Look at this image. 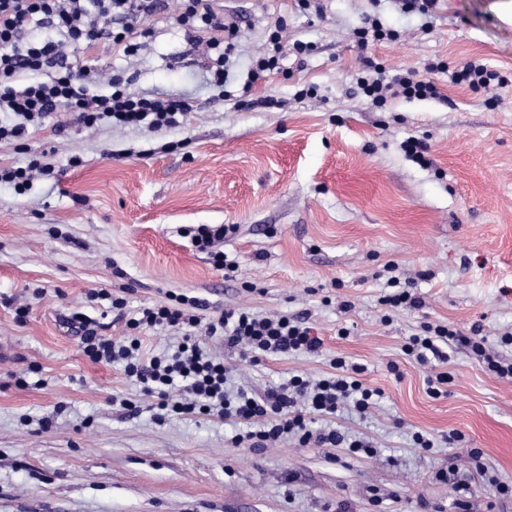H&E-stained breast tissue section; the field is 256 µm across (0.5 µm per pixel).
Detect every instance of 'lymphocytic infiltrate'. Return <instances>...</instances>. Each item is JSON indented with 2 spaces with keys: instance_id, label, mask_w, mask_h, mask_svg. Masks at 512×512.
<instances>
[{
  "instance_id": "lymphocytic-infiltrate-1",
  "label": "lymphocytic infiltrate",
  "mask_w": 512,
  "mask_h": 512,
  "mask_svg": "<svg viewBox=\"0 0 512 512\" xmlns=\"http://www.w3.org/2000/svg\"><path fill=\"white\" fill-rule=\"evenodd\" d=\"M164 8L163 0H0V111L14 116L13 123L0 124V141L23 139L29 127L39 126L62 105L70 108L77 123L87 127L104 120L121 127L151 129L183 123L194 109L191 102L133 92L128 81L117 75L109 80V94H92V87L101 81L99 70L74 67L64 51L68 44L87 50L104 41L125 56L136 55L150 34L149 19ZM177 22L189 41L206 44L213 51L210 72L215 85L223 86L229 77L227 64L238 38V25L225 21L209 0H181ZM35 25L49 29V36L29 39L28 31ZM282 32L281 21H274L269 48L255 60L245 91L266 85L278 71L288 48ZM396 38V31L375 21L358 31L357 45L364 57L356 84L364 97L378 106L385 105L391 90L410 99L439 97L433 81L412 71L385 79L381 65L368 57L369 47ZM29 74L34 75V82H26ZM228 231L224 224H202L191 241L216 267L234 273L239 265L222 249ZM88 298L109 301L129 334L115 341L100 334L95 320L80 318L82 353L94 362H123L125 373L141 384L145 395L155 398L158 419L199 413L247 424L250 432L237 435L236 440L253 448L292 437L302 445L313 441L344 444L355 453H374L369 440L346 439L335 428L316 435L308 427L311 416H332L348 406L363 414L374 405L381 391L363 383L362 366L338 357L331 362V372L321 379L294 375L256 398L244 391L229 393L223 360L204 352L195 339V331L202 325L209 336L242 347L251 358L316 353L323 341L313 334L305 315L260 316L238 308L224 310L205 324L199 313L208 304L197 297L172 293L167 302L134 311L129 310L126 298L104 290L89 293ZM155 329L177 330L182 340L174 353L142 358L138 334ZM452 348L468 351L496 377L512 380V361L487 347L476 325L464 331L444 323L423 324L419 333L407 338L402 350L409 359L423 364L432 359L447 361Z\"/></svg>"
}]
</instances>
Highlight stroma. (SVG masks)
Returning a JSON list of instances; mask_svg holds the SVG:
<instances>
[{
	"label": "stroma",
	"instance_id": "obj_1",
	"mask_svg": "<svg viewBox=\"0 0 512 512\" xmlns=\"http://www.w3.org/2000/svg\"><path fill=\"white\" fill-rule=\"evenodd\" d=\"M510 4L438 0L429 23L393 0H317L307 10L295 0H214L241 26L222 89L175 22L178 0L151 21L138 56L107 43L72 52L76 65L198 110L180 127L149 131L88 129L63 107L29 130L25 149L0 143L2 166L34 153L54 169L22 195L0 183V512H454L456 492L440 474L472 448L487 473L460 467L468 512H512V498L494 487L512 484V381L464 350H450L444 365L402 351L425 322L477 324L492 344L512 332ZM280 16L285 43L315 49L285 53L281 72L259 88L279 107L240 105L252 59ZM370 16L399 34L371 50L386 74L415 71L441 98L396 96L378 108L358 92L356 33ZM435 59L482 60L509 85L489 105L485 93L428 70ZM311 85L315 96L299 97ZM411 136L428 143L431 166L405 154ZM202 224L230 226L234 279L192 247ZM391 264L413 283L419 308L380 305ZM101 288L125 293L132 310L174 292L209 302L205 319L213 307L306 314L323 340L314 354L255 361L205 329L197 338L223 359L228 390L255 397L294 375L322 376L337 356L363 365L365 384L383 392L378 407L364 418L318 417L310 428L370 440L376 454L292 439L249 448L234 441L241 424L216 416L157 420L121 364L80 351L72 314L101 320L112 338L126 334L106 302L87 301ZM14 299L30 307L24 322ZM32 365L39 384L16 386L14 374ZM444 370L447 391L431 396L427 380ZM452 429L464 441L449 442ZM416 432L433 440L431 450L414 446Z\"/></svg>",
	"mask_w": 512,
	"mask_h": 512
}]
</instances>
